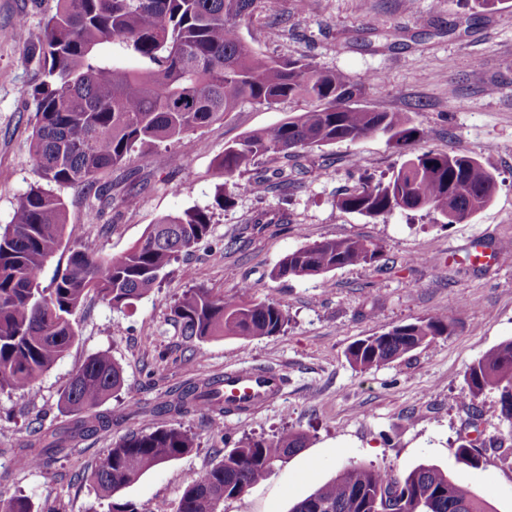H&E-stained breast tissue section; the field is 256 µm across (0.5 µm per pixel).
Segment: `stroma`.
<instances>
[{
  "instance_id": "35a3bbf8",
  "label": "stroma",
  "mask_w": 512,
  "mask_h": 512,
  "mask_svg": "<svg viewBox=\"0 0 512 512\" xmlns=\"http://www.w3.org/2000/svg\"><path fill=\"white\" fill-rule=\"evenodd\" d=\"M472 0H261L253 18L237 22L257 53L305 58L325 71L369 83L362 105L408 113L420 131L413 147L477 157L497 177L492 202L468 221L442 223L427 211L376 218L344 210L338 200L364 180L391 175L405 149L381 134L262 158L263 179L245 192L226 185L216 160L225 145L311 109L301 98L267 109L241 104L224 119L176 143L149 149L146 160L113 170L112 206L104 214L83 193L61 189L68 224L41 288L53 285L71 250L108 258L125 253L160 217L191 208L209 211V238L167 269L160 288L120 311L88 296L77 316L78 339L31 392L0 391V493L25 496L34 512H108L87 474L107 448L130 434L172 424L156 406L180 388L214 378L227 367L262 366L285 380L284 396L256 414L231 415L214 426L211 414L180 420L194 448L123 489L138 512L177 505L184 490L218 459L217 448L245 438L270 439L285 428L309 435L306 448L279 463L222 512H290L294 504L360 463L408 472L436 465L471 489L494 512H512V460L490 452L480 467L460 461V444L512 438L498 395L477 401L479 427L468 425L470 366L512 339V8L474 13ZM56 0H0V227L10 224L17 197L36 181L30 154L34 91L42 63L23 51ZM139 183L137 204L122 199ZM232 196L218 206L219 193ZM378 243L388 259L345 266L327 276L281 278L272 271L288 253L327 239ZM252 285L253 301H272L288 314L276 336L206 341L182 336L173 306L184 290L235 294ZM441 316L448 335L380 367L362 371L347 350L366 336ZM109 352L125 385L103 408L110 430L77 439L56 459L20 468L11 451L34 430L68 423L59 394L91 355Z\"/></svg>"
}]
</instances>
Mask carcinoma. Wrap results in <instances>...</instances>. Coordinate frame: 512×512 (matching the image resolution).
I'll list each match as a JSON object with an SVG mask.
<instances>
[{
    "instance_id": "cac0c4a2",
    "label": "carcinoma",
    "mask_w": 512,
    "mask_h": 512,
    "mask_svg": "<svg viewBox=\"0 0 512 512\" xmlns=\"http://www.w3.org/2000/svg\"><path fill=\"white\" fill-rule=\"evenodd\" d=\"M260 0H57L24 55L43 63L44 80L35 89L38 121L30 152L38 180L15 202L12 224L0 232V391L30 390L77 338L76 315L94 294L114 309L153 292L178 257L205 240L211 216L188 209L164 216L118 258L71 251L55 286L40 288L45 264L59 251L67 225L66 204L54 188H72L112 205V168L147 156L163 141L224 118L240 103L270 108L284 98H304L313 109L245 135L224 146L219 167L233 188L248 184L237 177L261 157H289L297 150L372 133L388 136L399 147L420 136L408 116L377 112L358 105L365 82L327 72L304 59L280 60L256 53L239 37L235 23L251 17ZM120 44L146 68L115 65L104 45ZM495 174L477 158L433 150L413 153L376 182L345 194L338 205L366 217L399 211L428 210L445 224L464 220L494 198ZM382 248L366 239H327L288 253L272 272L275 278H308L339 267L371 265ZM241 293L216 296L189 288L175 303L181 333L200 341L216 336L238 339L285 332L288 316L274 302L247 299ZM440 316L397 325L356 341L348 350L352 365L368 370L385 365L448 334ZM468 395L499 393L500 417L512 423V339L486 351L468 370ZM124 384L121 367L104 353L89 357L60 394L72 416L67 427L46 433L25 448L13 449L17 465L35 467L65 450L68 441L112 427V416L97 411ZM182 416L206 410L227 411L215 381L183 388L161 406ZM308 442L304 432L284 430L271 440L241 442L206 468L183 493L175 510L220 512L224 500L243 496L274 467ZM193 448L181 424L136 434L106 449L89 480L97 496L111 501L109 512H136L119 492L151 469ZM457 456L478 468L483 452L469 444ZM0 512H33L23 497L0 493ZM290 512H493L488 503L433 465L407 473L354 464L297 502Z\"/></svg>"
}]
</instances>
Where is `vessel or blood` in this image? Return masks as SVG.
Listing matches in <instances>:
<instances>
[{
    "mask_svg": "<svg viewBox=\"0 0 512 512\" xmlns=\"http://www.w3.org/2000/svg\"><path fill=\"white\" fill-rule=\"evenodd\" d=\"M224 391V403L229 409L254 411L276 401L283 394L284 382L273 369L250 366L225 370L217 377Z\"/></svg>",
    "mask_w": 512,
    "mask_h": 512,
    "instance_id": "b4317fda",
    "label": "vessel or blood"
}]
</instances>
